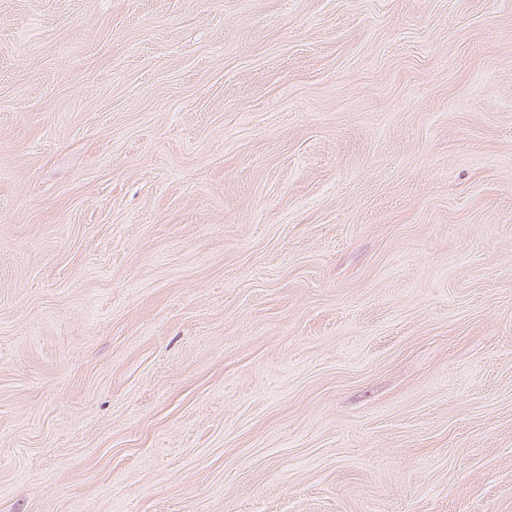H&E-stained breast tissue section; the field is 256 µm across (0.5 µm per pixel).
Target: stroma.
Returning a JSON list of instances; mask_svg holds the SVG:
<instances>
[{"mask_svg":"<svg viewBox=\"0 0 512 512\" xmlns=\"http://www.w3.org/2000/svg\"><path fill=\"white\" fill-rule=\"evenodd\" d=\"M0 512H512V0H0Z\"/></svg>","mask_w":512,"mask_h":512,"instance_id":"35a3bbf8","label":"stroma"}]
</instances>
